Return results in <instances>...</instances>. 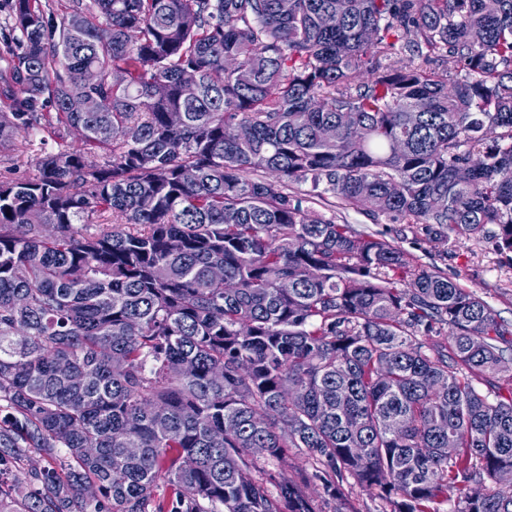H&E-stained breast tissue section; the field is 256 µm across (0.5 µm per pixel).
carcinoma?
Segmentation results:
<instances>
[{"label":"carcinoma","instance_id":"obj_1","mask_svg":"<svg viewBox=\"0 0 512 512\" xmlns=\"http://www.w3.org/2000/svg\"><path fill=\"white\" fill-rule=\"evenodd\" d=\"M10 29L0 148H56L0 177V512H322L350 479L512 512V324L292 195L512 265V0H11ZM87 67L125 82L73 112Z\"/></svg>","mask_w":512,"mask_h":512}]
</instances>
